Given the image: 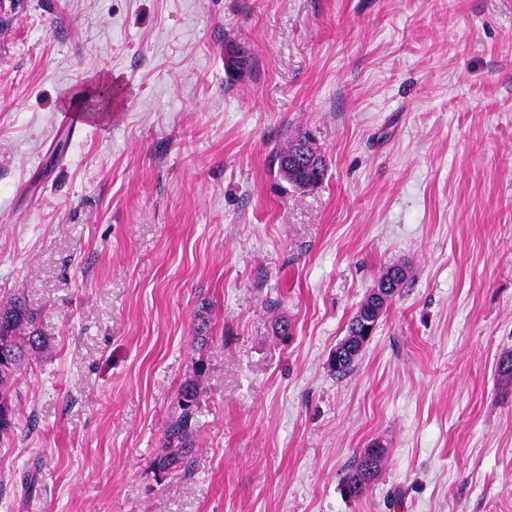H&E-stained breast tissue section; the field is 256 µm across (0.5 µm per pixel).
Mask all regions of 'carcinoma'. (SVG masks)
I'll return each mask as SVG.
<instances>
[{
	"label": "carcinoma",
	"mask_w": 512,
	"mask_h": 512,
	"mask_svg": "<svg viewBox=\"0 0 512 512\" xmlns=\"http://www.w3.org/2000/svg\"><path fill=\"white\" fill-rule=\"evenodd\" d=\"M316 152L314 139L307 133L299 134L278 147L275 153L277 173L296 189H309L322 182L327 172L325 155H320L319 166L294 162L292 157L302 145ZM210 305L202 303L194 315L195 340L205 343L209 339L211 320ZM374 313H368V304L363 303L350 319L347 336L343 343L357 348L361 344L359 330L362 321H373ZM48 347V340L37 325V313L31 309L24 297L14 295L0 301V437L14 432L15 409L10 393L21 368ZM200 408V385L198 377L186 379L178 390L174 414L168 420L162 436V452L152 461L159 473L182 468L189 471L197 458L196 425ZM385 452H372L366 448L355 457L353 467L344 481L348 497L359 499L369 491L371 483L381 469Z\"/></svg>",
	"instance_id": "cac0c4a2"
}]
</instances>
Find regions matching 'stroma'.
Instances as JSON below:
<instances>
[{"label": "stroma", "mask_w": 512, "mask_h": 512, "mask_svg": "<svg viewBox=\"0 0 512 512\" xmlns=\"http://www.w3.org/2000/svg\"><path fill=\"white\" fill-rule=\"evenodd\" d=\"M228 41L253 56L232 83ZM67 112L85 131L60 153ZM305 131L328 172L296 190L273 150ZM14 294L50 347L13 390L0 512H512V0H0ZM199 363L195 467L156 473ZM367 308V309H366ZM368 304L362 303L361 306L357 309L355 314L350 319L347 326V336L343 340V344L352 343L349 349L352 347L358 348L361 344V337L359 335V330L362 329L363 325L359 318L365 321H375L377 316H380L381 312H377V315L373 311L371 314L368 313ZM385 458V450L372 452L365 448L355 457L353 467L344 481V493L352 499H359L369 491L371 483L381 469ZM350 494H348L346 491Z\"/></svg>", "instance_id": "35a3bbf8"}]
</instances>
